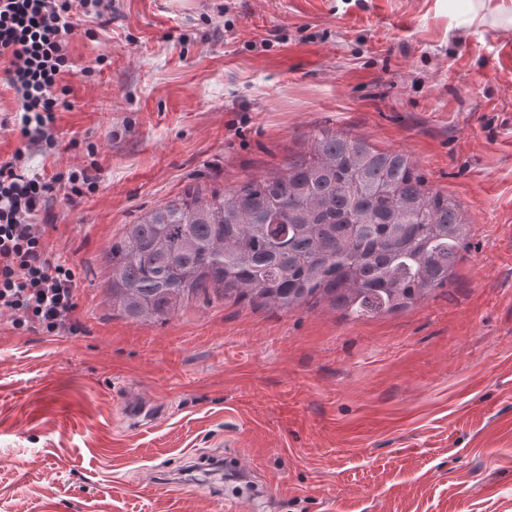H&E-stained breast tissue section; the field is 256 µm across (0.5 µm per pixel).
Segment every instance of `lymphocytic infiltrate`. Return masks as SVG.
Segmentation results:
<instances>
[{
    "instance_id": "obj_1",
    "label": "lymphocytic infiltrate",
    "mask_w": 512,
    "mask_h": 512,
    "mask_svg": "<svg viewBox=\"0 0 512 512\" xmlns=\"http://www.w3.org/2000/svg\"><path fill=\"white\" fill-rule=\"evenodd\" d=\"M103 19L100 0H0V83L13 90L14 127L25 147L56 151V114L68 108L58 93L71 72L69 36L78 15ZM96 177L86 169L53 176L27 172L23 150L0 159V313L15 329L48 336L76 331V271L54 255L39 224L55 199L73 203L94 193Z\"/></svg>"
}]
</instances>
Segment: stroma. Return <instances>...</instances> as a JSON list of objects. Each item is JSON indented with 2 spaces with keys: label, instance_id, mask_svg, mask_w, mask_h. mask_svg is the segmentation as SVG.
Instances as JSON below:
<instances>
[{
  "label": "stroma",
  "instance_id": "obj_1",
  "mask_svg": "<svg viewBox=\"0 0 512 512\" xmlns=\"http://www.w3.org/2000/svg\"><path fill=\"white\" fill-rule=\"evenodd\" d=\"M512 0H112L69 37L55 200L79 329L0 315V512H512ZM330 128L406 153L468 224L445 287L352 319L112 308L124 225ZM157 408L141 429L130 406Z\"/></svg>",
  "mask_w": 512,
  "mask_h": 512
}]
</instances>
